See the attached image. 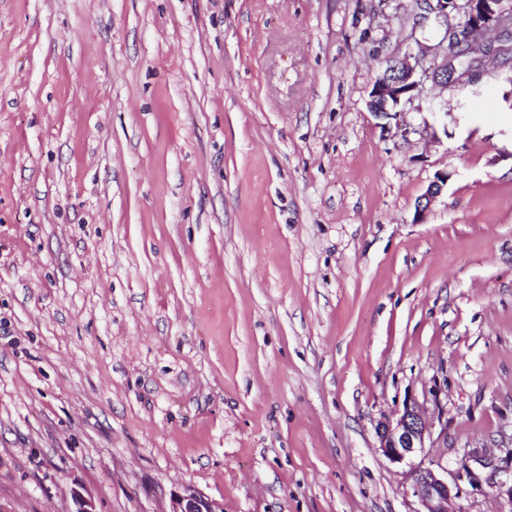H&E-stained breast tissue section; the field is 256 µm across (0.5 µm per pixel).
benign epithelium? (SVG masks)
Masks as SVG:
<instances>
[{"mask_svg":"<svg viewBox=\"0 0 512 512\" xmlns=\"http://www.w3.org/2000/svg\"><path fill=\"white\" fill-rule=\"evenodd\" d=\"M429 12L436 21L445 27V40L451 49L463 45L477 32L495 30L499 36H512V0H428ZM463 11L469 19V25L459 32L448 26L449 13ZM423 56L407 54L388 65L372 84L369 92L368 106L373 114L386 120L383 127L390 126V121L403 116L399 111L401 105L411 99L423 80L435 83L448 80V64L454 61L447 55L441 63H432L426 67ZM450 174H437L417 204L416 221L424 220L431 203L442 194L448 184ZM428 433L421 411L415 405H407L395 419H386L377 427L379 448L392 463L405 465L408 488L407 492L415 497L422 506L421 512H451L448 504L459 497L457 485L448 483V470L434 464L416 463L414 458L424 452L425 438ZM171 512H222L211 500L195 490H188L173 498Z\"/></svg>","mask_w":512,"mask_h":512,"instance_id":"1","label":"benign epithelium"}]
</instances>
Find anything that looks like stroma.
<instances>
[{
  "label": "stroma",
  "mask_w": 512,
  "mask_h": 512,
  "mask_svg": "<svg viewBox=\"0 0 512 512\" xmlns=\"http://www.w3.org/2000/svg\"><path fill=\"white\" fill-rule=\"evenodd\" d=\"M420 38L419 0H0L6 512H418L409 403L512 512V66L383 130ZM423 57V54L408 53L390 63L387 66V72L383 70L376 77L369 92L370 100L368 101V106L376 117L396 120V126L400 127L397 119L405 112H400L397 109L405 101L411 99L412 92L423 83L425 78L431 79L434 83L443 82V79L448 84V64H451L455 57L448 51L442 63L434 61L429 67H424ZM376 106H380L382 109L376 111ZM449 178L450 175L448 173L441 172L437 174L435 180L429 184L426 192L423 194V196L421 197L417 204V221L421 222L424 220L431 203L434 201L436 197L442 194L445 186H447L448 184ZM170 512H222L211 500L195 490H187L173 498Z\"/></svg>",
  "instance_id": "stroma-1"
}]
</instances>
